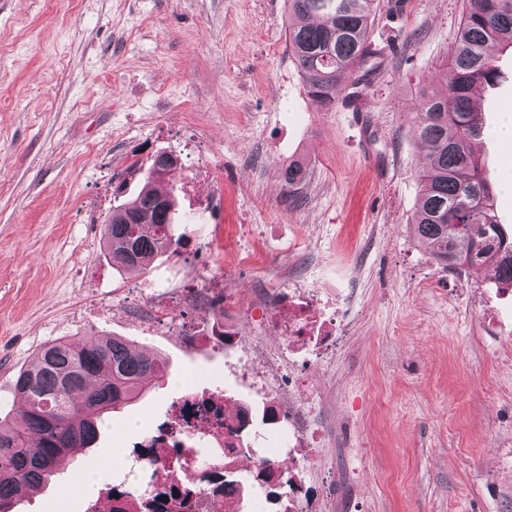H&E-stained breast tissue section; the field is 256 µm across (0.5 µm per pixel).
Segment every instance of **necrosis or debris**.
I'll use <instances>...</instances> for the list:
<instances>
[{
    "label": "necrosis or debris",
    "mask_w": 512,
    "mask_h": 512,
    "mask_svg": "<svg viewBox=\"0 0 512 512\" xmlns=\"http://www.w3.org/2000/svg\"><path fill=\"white\" fill-rule=\"evenodd\" d=\"M276 289L275 304L283 316L278 331L289 347L302 353L298 368L284 370L281 361L264 347L249 355L258 371L252 377L257 389L266 391L263 416L266 423L280 425V436L293 458L318 457L324 439L319 425V392L304 370L329 365L343 344L345 321L314 289L297 285L284 277ZM254 428L251 408L242 406L228 412L222 394L191 390L177 399L163 427L144 437L141 447L151 449L163 469L180 474L179 492L170 493L165 481L154 484L144 495L109 500V512H214V502L242 510V477L236 461L243 455L245 434ZM212 459L211 476L198 481L201 454ZM254 480L267 486L287 483L285 499L275 501L273 512H335L332 492L315 489L297 473H285L269 462L264 452H252Z\"/></svg>",
    "instance_id": "obj_1"
}]
</instances>
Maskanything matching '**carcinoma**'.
<instances>
[{
	"label": "carcinoma",
	"instance_id": "cac0c4a2",
	"mask_svg": "<svg viewBox=\"0 0 512 512\" xmlns=\"http://www.w3.org/2000/svg\"><path fill=\"white\" fill-rule=\"evenodd\" d=\"M374 2L286 0L289 55L323 109L335 104L343 79L374 57ZM466 2L440 80L417 91L411 122L430 149V163L418 172L422 190L410 224L449 268L491 266L497 281L511 286L512 238L496 219L472 141L482 134L475 91L499 79L492 48H512V0ZM169 174L164 156L155 155L139 192L106 221L103 240L112 263L144 269L155 257L177 251L173 200L153 187ZM304 178L300 163L288 164V189ZM168 372L169 365L115 337L43 347L14 381L23 403L18 420L0 419V512H14L20 495L48 482L62 460L91 447L100 415L137 401Z\"/></svg>",
	"mask_w": 512,
	"mask_h": 512
}]
</instances>
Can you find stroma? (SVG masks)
I'll use <instances>...</instances> for the list:
<instances>
[{
  "label": "stroma",
  "mask_w": 512,
  "mask_h": 512,
  "mask_svg": "<svg viewBox=\"0 0 512 512\" xmlns=\"http://www.w3.org/2000/svg\"><path fill=\"white\" fill-rule=\"evenodd\" d=\"M464 8L376 0L373 64L324 110L286 51L285 0H0V418L19 410L17 373L58 339L117 336L170 365L17 512H83L87 469L98 487L140 489L128 446L196 374L229 409L262 412L241 367L254 342L285 343L277 311L253 298L290 271L347 321L328 371L311 373L325 438L306 481L331 485L336 512H512L497 462L512 446V368L498 362L512 288L486 266L444 268L410 225L428 157L410 126L415 92L449 58ZM498 65L474 150L512 236V140L496 134L512 113V53ZM167 151L182 159L158 184L177 201L178 252L113 266L105 221L140 187L133 164ZM293 161L306 174L292 193ZM216 271L239 336L197 347L188 335L210 316L183 297ZM158 294L163 328L147 316Z\"/></svg>",
  "instance_id": "obj_1"
}]
</instances>
